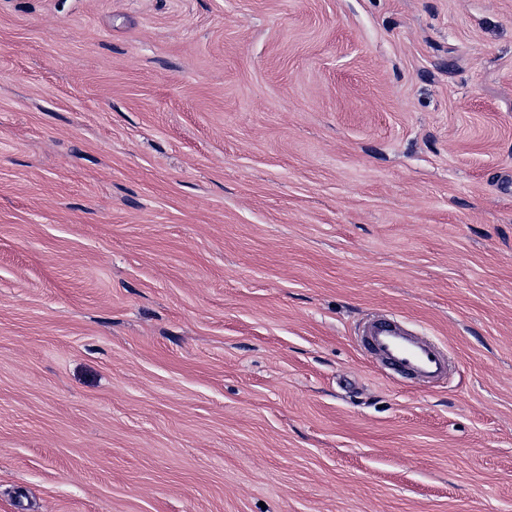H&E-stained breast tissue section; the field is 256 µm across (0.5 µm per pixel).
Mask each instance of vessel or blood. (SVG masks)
<instances>
[{"label":"vessel or blood","instance_id":"obj_1","mask_svg":"<svg viewBox=\"0 0 512 512\" xmlns=\"http://www.w3.org/2000/svg\"><path fill=\"white\" fill-rule=\"evenodd\" d=\"M362 343L369 354L421 382L440 378L448 371L447 357L433 343L396 321L370 323L363 331Z\"/></svg>","mask_w":512,"mask_h":512}]
</instances>
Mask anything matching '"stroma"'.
<instances>
[{
    "mask_svg": "<svg viewBox=\"0 0 512 512\" xmlns=\"http://www.w3.org/2000/svg\"><path fill=\"white\" fill-rule=\"evenodd\" d=\"M0 512H512V0H0ZM362 343L369 354L419 382H430L448 372L447 357L433 343L397 321L370 323L363 330Z\"/></svg>",
    "mask_w": 512,
    "mask_h": 512,
    "instance_id": "1",
    "label": "stroma"
}]
</instances>
